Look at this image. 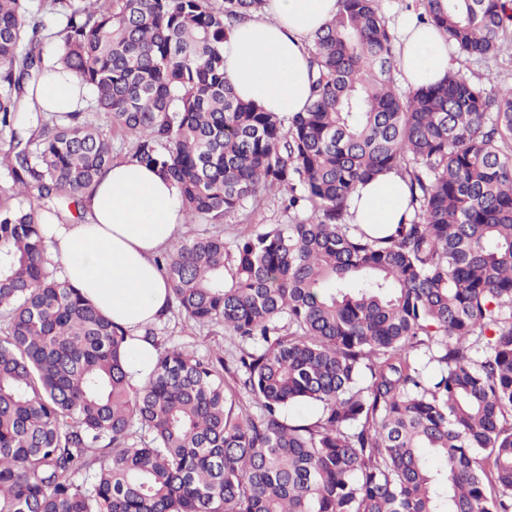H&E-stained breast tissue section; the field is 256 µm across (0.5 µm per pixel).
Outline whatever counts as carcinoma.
I'll list each match as a JSON object with an SVG mask.
<instances>
[{
  "mask_svg": "<svg viewBox=\"0 0 512 512\" xmlns=\"http://www.w3.org/2000/svg\"><path fill=\"white\" fill-rule=\"evenodd\" d=\"M378 2L341 0L311 39V101L285 116L224 73L229 32L265 0H0V173L18 198L0 207V512H512V88L450 71L402 92ZM426 13L487 59L512 0ZM58 68L111 130L81 112L29 129ZM114 129L191 223L286 194L291 223L240 236L234 265L206 234L156 259L179 312L239 338L234 388L223 356L162 349L153 327L133 386L127 330L50 270L46 219L112 165ZM391 170L412 216L375 237L349 200Z\"/></svg>",
  "mask_w": 512,
  "mask_h": 512,
  "instance_id": "1",
  "label": "carcinoma"
}]
</instances>
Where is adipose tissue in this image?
<instances>
[{
	"instance_id": "ef3b65f1",
	"label": "adipose tissue",
	"mask_w": 512,
	"mask_h": 512,
	"mask_svg": "<svg viewBox=\"0 0 512 512\" xmlns=\"http://www.w3.org/2000/svg\"><path fill=\"white\" fill-rule=\"evenodd\" d=\"M340 0H266L260 16L237 26L224 46V64L237 95L269 112L290 115L310 101L308 45L333 18ZM400 82L415 90L440 81L454 63V46L438 28L405 18L393 28ZM37 98L48 112L86 105V92L69 74L42 80ZM409 190L396 172L359 185L351 197L354 223L385 234L409 217ZM84 220L46 227L49 252L60 279L79 289L129 332L127 372L140 384L153 366L144 326L159 322L172 287L155 257L185 222L181 195L156 169L129 157L112 163L85 194Z\"/></svg>"
}]
</instances>
